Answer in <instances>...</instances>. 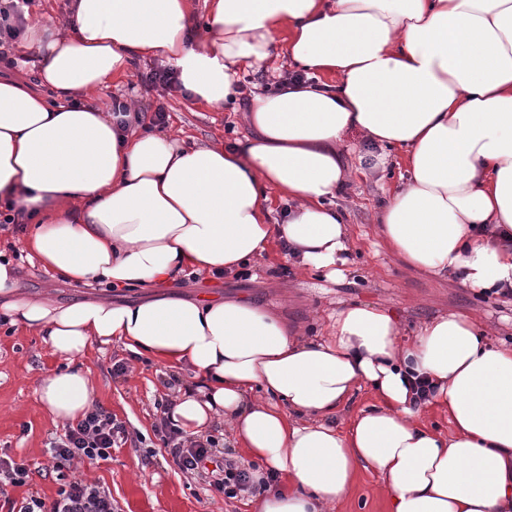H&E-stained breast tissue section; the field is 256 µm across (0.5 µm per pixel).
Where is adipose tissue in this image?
Returning <instances> with one entry per match:
<instances>
[{
    "label": "adipose tissue",
    "instance_id": "obj_1",
    "mask_svg": "<svg viewBox=\"0 0 512 512\" xmlns=\"http://www.w3.org/2000/svg\"><path fill=\"white\" fill-rule=\"evenodd\" d=\"M205 2L201 24L190 0H74L69 31L26 26L34 82L0 78V201L45 270L155 288L242 270L283 241L301 265L342 277L350 227L330 201L358 134L378 146L375 166L390 149L405 166L375 214L381 241L475 292L512 289V0ZM276 48L319 81L255 93L252 134L229 148L131 130L91 100L159 58L194 101L221 106L237 67ZM273 191L293 201L279 218ZM18 279L0 250V315L66 362L36 389L53 421L100 405L83 358L118 341L191 372L168 417L193 441L224 421L255 465L250 512H333L363 469L379 475L388 512H512V343L469 315L408 330L386 309L349 305L310 337L239 299L61 304ZM418 377L449 433L421 421ZM362 389L369 403L337 425Z\"/></svg>",
    "mask_w": 512,
    "mask_h": 512
}]
</instances>
